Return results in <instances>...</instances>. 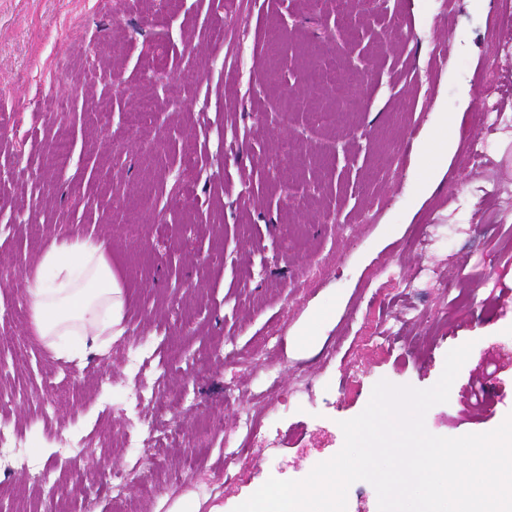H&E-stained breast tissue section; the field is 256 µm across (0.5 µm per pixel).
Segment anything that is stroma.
Listing matches in <instances>:
<instances>
[{"label": "stroma", "mask_w": 512, "mask_h": 512, "mask_svg": "<svg viewBox=\"0 0 512 512\" xmlns=\"http://www.w3.org/2000/svg\"><path fill=\"white\" fill-rule=\"evenodd\" d=\"M512 0H0V467L8 512H224L268 478L300 480L344 445L376 383L419 389L472 343L427 430L512 414ZM352 65L335 126L327 76ZM202 77L187 85L184 69ZM497 125L481 122L487 95ZM154 96L146 149L128 123ZM64 100L63 113L41 110ZM111 120L89 121L99 102ZM288 118H281L284 104ZM448 112L455 145L421 194L420 139ZM72 158L45 165L59 125ZM491 149L471 158L470 140ZM147 225L146 237L119 233ZM101 238L129 297L126 333L77 365L17 311L53 240ZM334 316L313 348L299 335ZM480 414L466 411L486 363ZM155 458L156 491L139 480Z\"/></svg>", "instance_id": "1"}]
</instances>
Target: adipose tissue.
Instances as JSON below:
<instances>
[{"label":"adipose tissue","mask_w":512,"mask_h":512,"mask_svg":"<svg viewBox=\"0 0 512 512\" xmlns=\"http://www.w3.org/2000/svg\"><path fill=\"white\" fill-rule=\"evenodd\" d=\"M34 331L57 355L85 360L118 336L124 290L106 256L103 240L79 231L40 257L27 288Z\"/></svg>","instance_id":"adipose-tissue-1"}]
</instances>
